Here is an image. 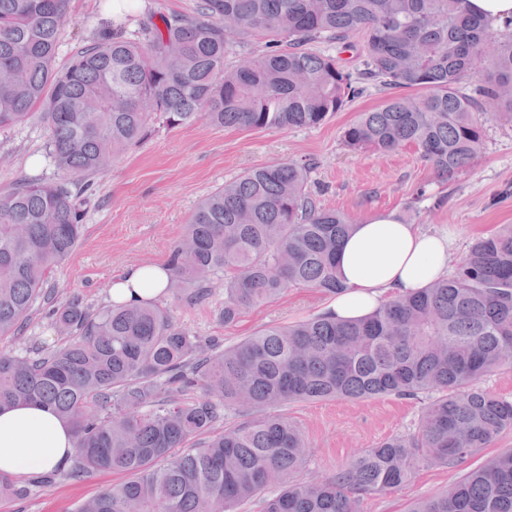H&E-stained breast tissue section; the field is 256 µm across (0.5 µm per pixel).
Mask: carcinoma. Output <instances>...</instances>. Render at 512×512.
<instances>
[{"instance_id": "obj_1", "label": "carcinoma", "mask_w": 512, "mask_h": 512, "mask_svg": "<svg viewBox=\"0 0 512 512\" xmlns=\"http://www.w3.org/2000/svg\"><path fill=\"white\" fill-rule=\"evenodd\" d=\"M66 2L0 0V128L41 122L57 172L0 192V338L22 330L80 243L95 179L152 125L319 127L364 91L332 55L355 34L362 80L404 94L359 113L342 132L348 148L413 147L446 182L481 153V116L512 121V36L492 39L466 0H199L193 15L149 12L133 33L98 34L60 66ZM469 77L474 96L459 90ZM310 173L302 160L263 164L201 198L170 253L169 289L199 299L224 274L226 324L290 288L339 293L334 255L353 222L319 204ZM48 318L71 340L1 352L0 406L36 402L71 422L70 478L128 476L78 512H234L271 488L264 512H358L416 467L455 468L512 430V397L480 385L512 368L511 224L475 240L450 275L359 321L325 312L205 350L154 303L72 301ZM384 395L423 401L417 429L305 480L307 439L265 413ZM232 411L244 420L219 428ZM25 493L0 472L1 498ZM410 512H512V449Z\"/></svg>"}]
</instances>
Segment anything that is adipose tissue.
Segmentation results:
<instances>
[{
  "label": "adipose tissue",
  "mask_w": 512,
  "mask_h": 512,
  "mask_svg": "<svg viewBox=\"0 0 512 512\" xmlns=\"http://www.w3.org/2000/svg\"><path fill=\"white\" fill-rule=\"evenodd\" d=\"M447 236L394 216L354 225L336 253L344 290L327 310L340 320L371 315L389 295L415 292L448 271ZM169 273L161 265H130L112 284L113 303L138 306L162 298ZM75 448L73 429L47 407L22 403L0 408V471L44 473L62 469Z\"/></svg>",
  "instance_id": "1"
}]
</instances>
